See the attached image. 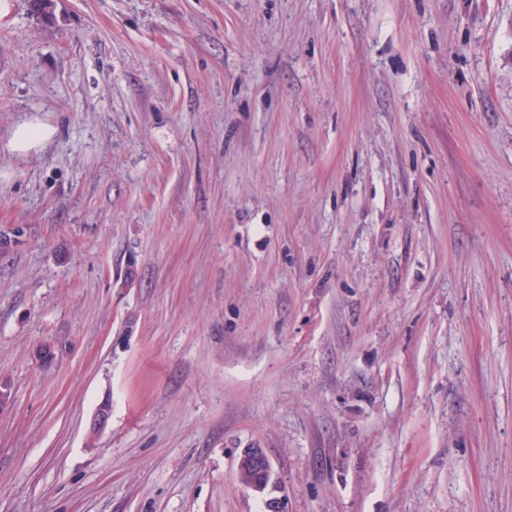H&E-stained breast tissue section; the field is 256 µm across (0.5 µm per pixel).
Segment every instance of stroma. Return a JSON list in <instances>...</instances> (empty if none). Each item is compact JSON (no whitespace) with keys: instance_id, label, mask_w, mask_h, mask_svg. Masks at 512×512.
<instances>
[{"instance_id":"35a3bbf8","label":"stroma","mask_w":512,"mask_h":512,"mask_svg":"<svg viewBox=\"0 0 512 512\" xmlns=\"http://www.w3.org/2000/svg\"><path fill=\"white\" fill-rule=\"evenodd\" d=\"M13 3L0 512H512V0ZM54 134L53 127L38 119L24 121L14 129L10 140V148L20 153H28L49 141ZM239 465H242L245 469H250L251 472L255 473V479L253 474H245L242 478V482L246 485L252 483V489L257 492H263L272 481V468L270 461L265 453L264 449L261 448H248L244 450Z\"/></svg>"}]
</instances>
